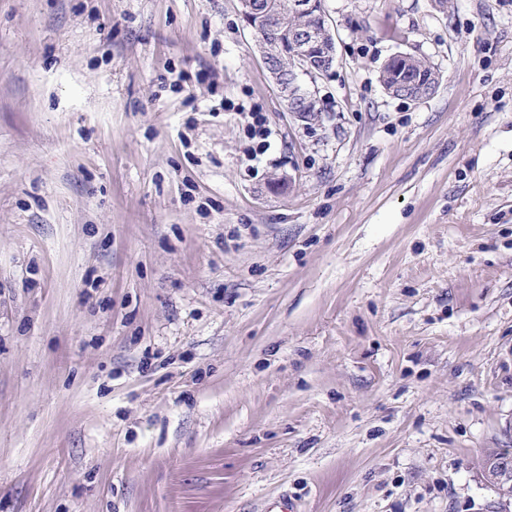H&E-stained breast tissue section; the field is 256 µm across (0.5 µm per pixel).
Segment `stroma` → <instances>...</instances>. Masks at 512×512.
<instances>
[{"label": "stroma", "mask_w": 512, "mask_h": 512, "mask_svg": "<svg viewBox=\"0 0 512 512\" xmlns=\"http://www.w3.org/2000/svg\"><path fill=\"white\" fill-rule=\"evenodd\" d=\"M323 5L307 119L239 0H0V512L495 506L512 0ZM432 71L433 67L425 59L411 55L410 64L401 76L396 73V67L391 62L387 63L381 74V82L384 88H388L394 86L399 78L402 81H410L419 75L428 76Z\"/></svg>", "instance_id": "1"}]
</instances>
